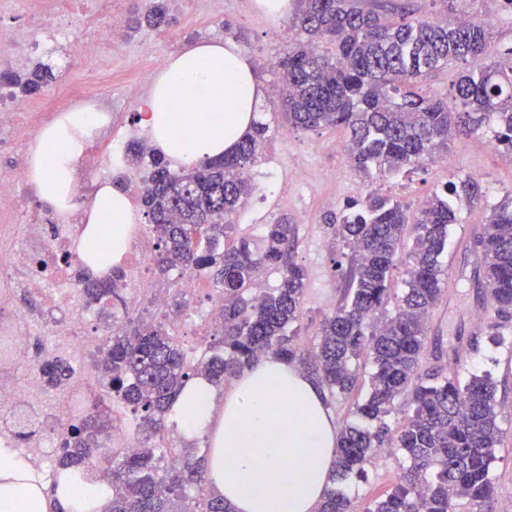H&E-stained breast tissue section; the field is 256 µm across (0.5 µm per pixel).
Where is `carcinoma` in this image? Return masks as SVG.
Wrapping results in <instances>:
<instances>
[{"label": "carcinoma", "instance_id": "carcinoma-1", "mask_svg": "<svg viewBox=\"0 0 512 512\" xmlns=\"http://www.w3.org/2000/svg\"><path fill=\"white\" fill-rule=\"evenodd\" d=\"M293 24L303 39L277 62L287 91L282 112L301 130L341 127L352 166L370 176L399 174L448 154L460 134L490 125L501 151L512 155V46L490 51L486 22L439 23L365 6L364 0H295ZM171 23L165 0H150L135 25ZM329 43L331 51L319 46ZM450 65L461 67L451 97H426L419 84ZM56 79L53 67L30 62L21 72L0 71V83L26 95ZM270 123L257 121L234 153L175 168L151 152V171L139 185L149 231L157 240L161 275L181 267L199 273L220 300L215 339L187 347L162 322L121 324L96 362L109 391L95 409L66 426L56 470L73 469L86 482L104 477L112 485L111 512H231L209 490L206 471L191 448L179 464L165 452L108 446L111 408L130 410L149 434L168 429V415L185 385L202 378L219 387L266 354L298 364L331 397L348 395L359 376L352 362L367 358L373 372L369 395L356 405L364 425L347 423L336 439V465L316 512H353L334 482L353 473L383 448L398 449L410 466L391 493L364 512H492L490 478L501 445L496 384L487 371L449 372L444 351L430 337L431 318L447 295L441 257L448 230L458 223L459 202L481 200V185L450 180L414 214L389 196L368 195L329 218L334 235L351 252L342 303L321 321L318 342L300 343L298 325L307 290V269L293 260L297 225L282 218L266 225L261 242L235 236L233 217L255 190L245 177ZM474 255L472 282L485 305L488 339L504 343L512 322V197L492 207L481 231L466 241ZM407 253L404 288L392 273ZM281 272L272 293L256 291V270ZM126 278L112 269V282L79 281L88 304L113 317L108 306L123 301L115 285ZM49 385L69 380L63 360L42 366ZM410 411L393 430L387 422L396 400Z\"/></svg>", "mask_w": 512, "mask_h": 512}]
</instances>
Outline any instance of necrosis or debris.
Masks as SVG:
<instances>
[{"mask_svg": "<svg viewBox=\"0 0 512 512\" xmlns=\"http://www.w3.org/2000/svg\"><path fill=\"white\" fill-rule=\"evenodd\" d=\"M85 0H27V25H0V67L21 64L30 51L49 56L72 55L87 61L83 83L62 88L69 105L93 104L96 112L112 114V100L106 96L88 99L86 87L112 80V47L116 28L99 25L96 16L84 8ZM80 22L82 44L67 39V27ZM55 100L33 110L31 103L11 89L0 86V442L17 443L19 427L15 415L25 416L36 431L28 448L36 464L49 466L57 444L55 429L71 419L79 420L94 405L96 379L87 370V357L104 352L102 340L88 336L84 324L93 310L80 293L77 279L81 253L78 229L83 222L81 208L67 215L22 211L21 197L36 193L28 176L30 136L38 112L53 114ZM112 141V126L100 128L97 144L87 146L75 176V195L83 197L92 188L91 175L106 159L118 156ZM33 298L40 320H33L15 306L16 295ZM39 324L48 348L45 359L65 358L72 373L57 402H50L31 353L32 324ZM28 368L25 384H18L19 368Z\"/></svg>", "mask_w": 512, "mask_h": 512, "instance_id": "necrosis-or-debris-1", "label": "necrosis or debris"}]
</instances>
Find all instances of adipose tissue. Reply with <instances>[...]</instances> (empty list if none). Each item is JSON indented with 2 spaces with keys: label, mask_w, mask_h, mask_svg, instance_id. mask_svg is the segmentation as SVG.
<instances>
[{
  "label": "adipose tissue",
  "mask_w": 512,
  "mask_h": 512,
  "mask_svg": "<svg viewBox=\"0 0 512 512\" xmlns=\"http://www.w3.org/2000/svg\"><path fill=\"white\" fill-rule=\"evenodd\" d=\"M152 82L139 112L154 149L166 157L199 162L232 152L258 118L262 89L248 53L236 43L192 44L169 57ZM176 86L195 94L199 111L176 109ZM101 122L99 113L66 109L40 132L29 174L44 206L62 214L71 209L76 170ZM134 221L127 195L102 183L80 240L90 250L101 224L111 223L112 254L94 270L121 261ZM172 414L184 437L210 432L204 461L210 487L233 512H315L329 484L336 423L306 373L270 354L245 369L224 395L204 380L190 381ZM51 498L30 463L0 448V512H49ZM55 498L66 512H106L112 488L101 482L85 490L73 482Z\"/></svg>",
  "instance_id": "1"
}]
</instances>
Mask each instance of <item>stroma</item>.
Segmentation results:
<instances>
[{
    "instance_id": "obj_1",
    "label": "stroma",
    "mask_w": 512,
    "mask_h": 512,
    "mask_svg": "<svg viewBox=\"0 0 512 512\" xmlns=\"http://www.w3.org/2000/svg\"><path fill=\"white\" fill-rule=\"evenodd\" d=\"M170 14L174 19L172 26L140 27L137 32L123 35L120 45L112 52V82L105 91L112 97V133L121 142H143L149 138L137 121L139 99L124 94L128 82L148 77L168 57L201 41L231 40L241 45L250 57L274 58L283 46L271 42L268 33L289 25L288 18L274 19L261 11L257 0H225L220 15L207 12L200 0H182L180 7L171 8ZM257 77L265 92L261 111L271 119L272 136L266 144L268 158L257 159L247 176L251 181H258L261 171L273 164L305 170L308 181L289 184L284 198L275 193L252 195L236 218L237 232L260 238L266 222L277 221L284 215L297 224L295 259L306 267L309 275L301 319L304 343L313 342L320 322L340 303L345 287L335 265L346 262L347 249L330 234L326 216L339 212L364 192L393 197L414 212L433 191L461 178L480 183L485 196L474 205L460 207V222L453 227L444 262L448 271L446 282L457 287L458 292L435 309L431 327L439 331L447 348L455 346L458 337L483 333L486 324L478 317L476 297L460 285L461 274L469 273L474 261L473 256L463 251L461 243L478 231L485 211L512 194V156L489 149L491 132L463 135L451 142L448 155L454 162L453 168L435 162L400 176H366L355 171L344 154L334 150V143L345 136L342 129L293 128L272 104L280 85L278 74L261 69ZM461 357L466 369L490 372L497 383V399L501 404L498 420L503 440L491 470L494 510L512 512V349L488 343L476 354L462 351ZM408 466V460L395 451L366 465L363 476H349L337 482L336 487L348 497L355 512H363L366 506L392 490Z\"/></svg>"
}]
</instances>
